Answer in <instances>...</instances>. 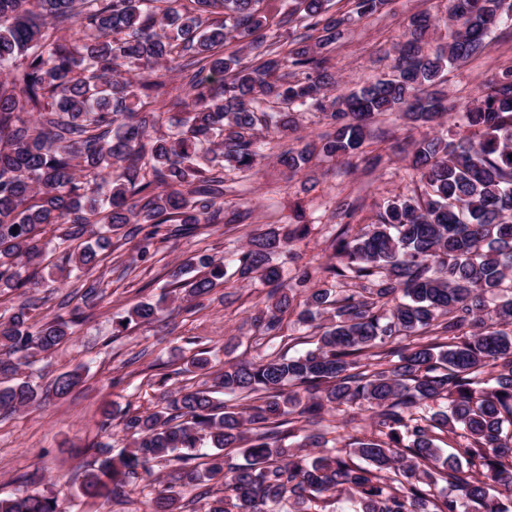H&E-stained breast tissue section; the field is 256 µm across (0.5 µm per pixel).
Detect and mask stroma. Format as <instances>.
I'll return each mask as SVG.
<instances>
[{
    "label": "stroma",
    "instance_id": "35a3bbf8",
    "mask_svg": "<svg viewBox=\"0 0 512 512\" xmlns=\"http://www.w3.org/2000/svg\"><path fill=\"white\" fill-rule=\"evenodd\" d=\"M421 12L437 19L424 39V50L444 43L448 27L442 0H393L382 11L350 25L333 44L330 64L337 88L349 92L391 76L395 47L404 40L410 17ZM509 68L512 26L505 25L489 36L482 54L448 68L441 89L449 102L460 105L477 97L486 84ZM372 129L383 134L370 145L379 156L376 166H367L358 158L326 160L293 176L277 164L276 153L270 150L257 174L235 179L224 196L225 205L249 209L244 223L231 227L214 224L191 237L156 243L146 260L140 259L131 240L105 252L96 271L102 300L85 311L72 343L24 370L43 389L58 375L76 369L83 374L82 383L67 397L46 394L38 406L0 417V497L22 491L52 494L62 512H148L136 492L129 502L103 505L87 502L79 494L82 472L91 460L84 447L106 442L117 452L129 443L121 427L102 429L104 406L154 407L162 391L154 383L159 373L168 374L166 388L171 390L190 381L201 384V377L192 378L183 371L184 358L200 348H212L218 362L228 356L224 353L228 343L234 347L230 355L234 359L256 357L250 319L263 308L266 289L236 279L231 288H216L195 311L170 300L164 301L165 310L154 323L132 324L119 333L116 321L136 302L163 301L170 270L187 256L196 252L224 255L245 245L248 234L270 224L311 227L309 236L294 244L293 255L277 256L284 280H291L303 268L330 261L329 232L337 221L340 202H359V210L350 219L357 229L374 222L385 198L410 196L417 190L406 176V155L420 130L392 116L378 118ZM52 261L53 269L43 272V286L26 295L18 291L0 297V313L31 297L45 319L70 318L72 308L61 300L72 286L60 281L56 269L61 253H53Z\"/></svg>",
    "mask_w": 512,
    "mask_h": 512
}]
</instances>
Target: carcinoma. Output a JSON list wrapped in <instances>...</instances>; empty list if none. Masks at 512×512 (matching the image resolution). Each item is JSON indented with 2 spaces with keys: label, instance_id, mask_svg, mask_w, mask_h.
<instances>
[{
  "label": "carcinoma",
  "instance_id": "1",
  "mask_svg": "<svg viewBox=\"0 0 512 512\" xmlns=\"http://www.w3.org/2000/svg\"><path fill=\"white\" fill-rule=\"evenodd\" d=\"M262 2L0 0V294L39 287L62 246L87 306L99 296V254L125 226L144 258L161 234L242 223L247 213L225 214L224 184L263 157L259 129L298 130L297 108L319 111L332 132L277 154L293 173L319 155L354 157L380 116L431 128L457 109L468 128L414 141L408 177L421 192L387 198L355 233L336 225L334 260L316 281L305 270L288 285L273 263L308 234L304 224L252 234L229 262L185 258L175 296L200 302L231 265L271 287L254 318L262 338L283 336L293 316L316 346L216 371L201 349L185 372L211 384L184 386L152 411L104 409L130 443L116 455L94 446L81 494L120 500L141 479L150 512H182L187 487L204 512H327L338 502L345 512H512V70L458 108L429 91L512 21V0H448V42L431 53L422 41L432 17L414 16L394 74L333 98L324 49L392 0H345L334 13L332 0H296L273 24ZM172 72L190 96L177 119L158 100ZM97 225L96 238L72 245ZM32 307L0 314V414L38 404L16 376L71 341L78 323L75 313L39 325ZM162 311L138 302L118 328ZM81 382L63 373L50 392ZM353 405L371 412L362 438L346 420L325 423ZM204 442L213 453L198 454ZM228 448L244 463L226 464ZM163 461L181 463L171 482L152 478ZM0 512L60 510L53 496L20 492L0 498Z\"/></svg>",
  "mask_w": 512,
  "mask_h": 512
}]
</instances>
